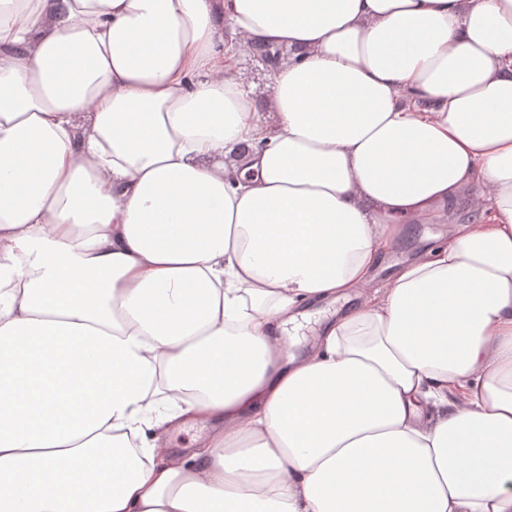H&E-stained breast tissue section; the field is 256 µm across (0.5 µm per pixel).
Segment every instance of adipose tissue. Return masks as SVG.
Wrapping results in <instances>:
<instances>
[{"instance_id": "obj_1", "label": "adipose tissue", "mask_w": 512, "mask_h": 512, "mask_svg": "<svg viewBox=\"0 0 512 512\" xmlns=\"http://www.w3.org/2000/svg\"><path fill=\"white\" fill-rule=\"evenodd\" d=\"M0 512H512V0H0ZM260 63L268 72L246 52L239 57L237 68L241 78L253 83L256 98L262 101L269 91L271 73L264 61ZM448 224H437L434 221H425L416 224H406L398 242L389 249L385 265H393L390 268H381L376 280L383 284L398 268L394 266L405 260L422 253L429 245L434 243L438 236L444 238L447 235ZM384 265V266H385ZM323 318L324 314H314L305 320L301 318L298 320L299 325L297 330H291V333H296L299 342L293 348H291V352L297 356H300L309 350L314 336L317 335L318 330L320 329V323Z\"/></svg>"}]
</instances>
